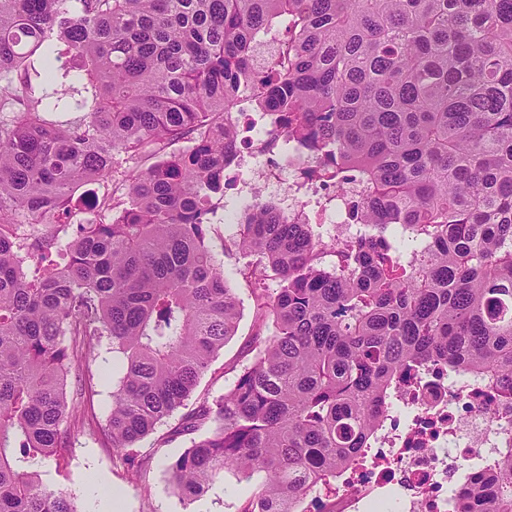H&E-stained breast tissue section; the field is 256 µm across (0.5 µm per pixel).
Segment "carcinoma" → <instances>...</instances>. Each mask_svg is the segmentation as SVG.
I'll return each mask as SVG.
<instances>
[{
  "label": "carcinoma",
  "instance_id": "cac0c4a2",
  "mask_svg": "<svg viewBox=\"0 0 512 512\" xmlns=\"http://www.w3.org/2000/svg\"><path fill=\"white\" fill-rule=\"evenodd\" d=\"M285 16L256 69L257 35ZM2 79L23 109L0 119V512H78L33 466L69 446L102 339L121 363L103 435L141 479L129 449L235 334L209 240L243 88L315 162L297 188L336 181L359 231L327 242L246 207L231 246L253 356L182 416L201 438L167 465L178 494L257 475L241 512H300L376 444L411 371L512 404V0H0ZM134 156L153 163L121 173ZM89 184L112 189L74 199ZM79 206L108 218L77 224ZM392 224L422 247L396 248ZM455 496L512 512V447Z\"/></svg>",
  "mask_w": 512,
  "mask_h": 512
}]
</instances>
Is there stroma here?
<instances>
[{
  "label": "stroma",
  "instance_id": "1",
  "mask_svg": "<svg viewBox=\"0 0 512 512\" xmlns=\"http://www.w3.org/2000/svg\"><path fill=\"white\" fill-rule=\"evenodd\" d=\"M279 163L281 181L268 184L257 178L253 188L255 197L274 203L284 211L293 199L291 185L299 175L288 155H281ZM252 199L225 190L224 206L212 219L214 232L210 244L224 264V275L241 308L235 336L226 342L196 388L197 393H206L213 398L227 391L234 378V368L247 362L254 333L252 287L237 273L244 260L228 247L229 241L238 236L242 213ZM119 375V362L112 352V345L103 342L85 377L84 420L72 426L70 446L62 456L42 464L40 473L44 484L65 492L74 500L79 512H100L103 495L112 490L121 495L122 512H238L252 493L253 482L225 474L222 482L194 502L181 498L170 485L166 471L169 461L191 445L190 435L177 431L180 413L164 419L153 433L136 445L138 456L152 458L146 482L136 481L114 456L100 430L112 412V381Z\"/></svg>",
  "mask_w": 512,
  "mask_h": 512
}]
</instances>
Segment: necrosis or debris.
<instances>
[{"label":"necrosis or debris","instance_id":"4bbe7bcc","mask_svg":"<svg viewBox=\"0 0 512 512\" xmlns=\"http://www.w3.org/2000/svg\"><path fill=\"white\" fill-rule=\"evenodd\" d=\"M431 380L435 390L404 391L406 414L386 415L372 462L345 472L325 498L328 512H386L388 489L399 512H455L448 485L457 473L512 443V413L487 414L479 382L453 381L437 368Z\"/></svg>","mask_w":512,"mask_h":512}]
</instances>
